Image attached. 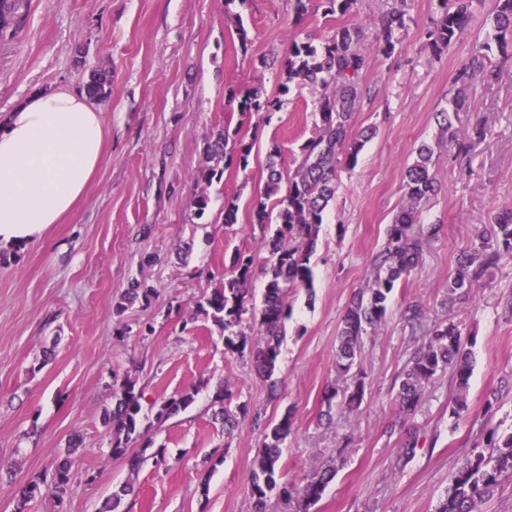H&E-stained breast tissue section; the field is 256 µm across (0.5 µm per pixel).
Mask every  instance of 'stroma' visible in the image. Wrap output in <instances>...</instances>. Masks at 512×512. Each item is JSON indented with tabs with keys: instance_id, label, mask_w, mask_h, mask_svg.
<instances>
[{
	"instance_id": "obj_1",
	"label": "stroma",
	"mask_w": 512,
	"mask_h": 512,
	"mask_svg": "<svg viewBox=\"0 0 512 512\" xmlns=\"http://www.w3.org/2000/svg\"><path fill=\"white\" fill-rule=\"evenodd\" d=\"M295 0H21L25 24L0 37V116L32 91L83 92L91 71L111 75L105 100L109 130L104 163L77 208L44 237L0 258V512H15V492L32 477L51 475L71 439L74 478L64 505L44 496L27 512H97L123 482L136 491L121 512H251L248 478L263 427L291 414L293 432L281 446L289 480L301 482L326 462L345 463L311 512H435L448 477L475 437L472 421L512 431V317L502 297L512 293V260H504L477 286L467 305H449L448 284L457 256L490 231L502 207H512V59L502 60L498 82H475L457 112L458 137L485 123L490 133L467 155L440 140L436 112L455 92L453 78L472 46L491 33L494 0L476 11L468 37L434 54L422 33L438 14L437 0H358L350 15H324L311 0L303 17ZM403 12L406 28L393 54L376 56L363 75L364 98L355 129L376 126L354 170L340 174L311 258L313 291L289 295L272 381L249 359L225 352L224 334L196 302L218 284L232 251L249 250V284L262 299L268 254L257 247L252 205L264 187L269 152L280 149L295 168L299 146L314 129V91L304 85L281 92L273 67L296 34L322 40L336 28L359 27L373 45L381 15ZM250 42L235 47L236 19ZM281 93L283 106L260 124L241 123L254 148L247 173L225 172L201 187L206 138L226 123L227 87ZM424 141L438 142L439 185L425 219L442 224L422 263L394 292L390 312L361 367L365 398L357 413L333 408L322 417L325 388L335 383L336 337L354 289L360 287L403 197V171ZM207 194L205 212L196 200ZM239 205L238 222L222 221L225 196ZM137 281L153 294L124 315L114 306ZM429 321L460 323L475 361L468 416L449 415L455 395L451 372L423 394L415 417L398 414L400 376L427 341L426 328L406 323L409 302ZM52 358H45V351ZM131 376L144 391L143 425L166 462L146 461L130 473L110 457L103 423L112 408L113 379ZM231 382L233 405L250 417L225 434L211 417L214 393ZM195 392L184 411L157 420L164 398ZM500 408L487 415L493 392ZM419 445L411 460L399 454L408 433Z\"/></svg>"
}]
</instances>
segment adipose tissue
Returning <instances> with one entry per match:
<instances>
[{"mask_svg": "<svg viewBox=\"0 0 512 512\" xmlns=\"http://www.w3.org/2000/svg\"><path fill=\"white\" fill-rule=\"evenodd\" d=\"M104 107L39 89L0 122V248L41 239L85 194L105 159Z\"/></svg>", "mask_w": 512, "mask_h": 512, "instance_id": "obj_1", "label": "adipose tissue"}]
</instances>
